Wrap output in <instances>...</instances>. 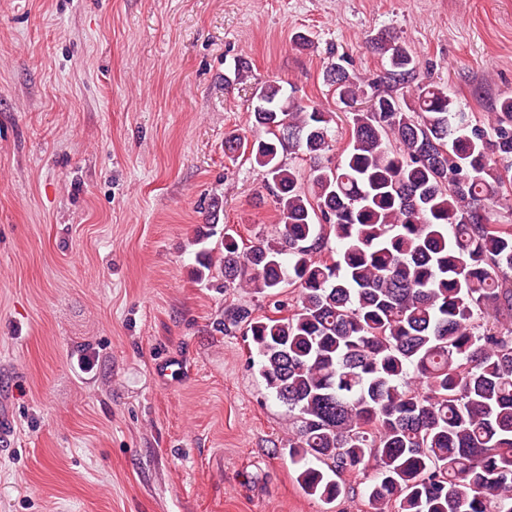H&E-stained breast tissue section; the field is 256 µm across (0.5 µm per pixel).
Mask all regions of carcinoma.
<instances>
[{
  "label": "carcinoma",
  "instance_id": "1",
  "mask_svg": "<svg viewBox=\"0 0 512 512\" xmlns=\"http://www.w3.org/2000/svg\"><path fill=\"white\" fill-rule=\"evenodd\" d=\"M373 47L372 93L338 61L323 72L350 108L338 161L335 113L274 80L255 91L269 137L229 135L224 151L262 169L280 230L243 248L224 230L198 272L218 265L224 287L272 301L274 316L224 308L223 326L251 338L300 422L289 447L307 495L333 501L353 472L374 512H512V222L488 218L512 176V95L485 124L394 38Z\"/></svg>",
  "mask_w": 512,
  "mask_h": 512
}]
</instances>
